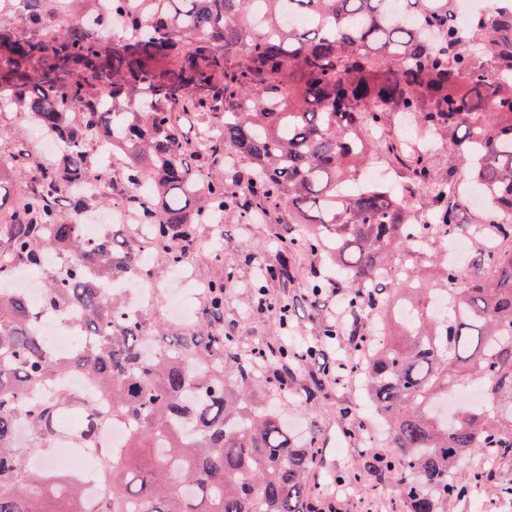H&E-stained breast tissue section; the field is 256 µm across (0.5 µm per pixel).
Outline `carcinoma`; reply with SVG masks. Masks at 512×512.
Masks as SVG:
<instances>
[{
    "label": "carcinoma",
    "mask_w": 512,
    "mask_h": 512,
    "mask_svg": "<svg viewBox=\"0 0 512 512\" xmlns=\"http://www.w3.org/2000/svg\"><path fill=\"white\" fill-rule=\"evenodd\" d=\"M22 2L0 11V105L29 113L46 143L64 152L49 165L22 147L10 152V168L30 184L0 225L9 253L0 282L15 274L13 261L41 267L54 250L62 263L43 308L65 315L77 306L82 315L76 346L52 354L28 302L0 287V512H45L50 496L72 501L65 512H83L74 486L28 468L15 446L19 422L33 441L48 442L68 398L39 403L28 394L70 371L112 400V423L129 426L112 452L107 512H320L307 478L310 449L293 445L278 415L249 408L223 370L196 366L224 356V332L199 327L148 353L162 333L104 294L101 284L138 260L112 237L90 242L76 224L89 201L105 196L87 190L103 166L90 144L109 135L125 154L107 190L125 197L169 263L193 254L195 214L284 205L292 223L315 233L280 250L328 249L359 319L384 288L381 256L413 250L425 236L399 193L361 180L379 155L410 173L407 192H425L445 235L456 233L479 192L485 223L512 239V0H495L464 26L461 0H143L135 13L111 0L107 15L98 0H80L93 17L58 24L54 0ZM291 16L303 23L289 24ZM187 112L222 135L189 140ZM396 116L438 138L449 168L432 169L410 143L362 139L363 127ZM228 155L249 172L208 171ZM67 187L79 194L63 213L57 202ZM435 287L448 297L446 318L414 308L416 325L387 328L365 369L371 405L389 431L383 468L407 512H446L468 495L456 481L468 456L512 454L504 435L512 434V406L505 422L481 408H460L450 420L434 412L467 378L512 399V250L486 246L473 274L462 278L450 266ZM206 310L224 319V282L209 285Z\"/></svg>",
    "instance_id": "obj_1"
}]
</instances>
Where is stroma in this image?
<instances>
[{
  "label": "stroma",
  "instance_id": "1",
  "mask_svg": "<svg viewBox=\"0 0 512 512\" xmlns=\"http://www.w3.org/2000/svg\"><path fill=\"white\" fill-rule=\"evenodd\" d=\"M20 144L39 162L58 157L45 146L26 113L0 112V159ZM294 231L287 212L281 210L270 212L259 223L249 217L221 221L216 234L209 225L196 227L202 245L192 276L205 283L223 281V329L235 340V351L224 355V374L243 388L252 406L280 415L296 444L310 442L317 448L309 483L320 503H335L337 512H405L396 484L387 472L375 467L376 456L387 452L385 423L366 394L354 390L340 368L355 354L351 328L372 337L382 310L394 300L397 285L389 283L379 301L363 311L360 325H353L351 319H340L336 309L337 296L348 292L346 279L337 276L324 252L299 248L288 255L299 277L289 289H282L277 278L260 275L259 269L275 267L279 238L293 236ZM315 281L325 287L318 299L311 295ZM261 288L276 298H294L287 326H280L277 311L259 308L257 291ZM327 325L337 328V339L329 341L323 336ZM317 343L327 344L330 350V373H322L315 363L295 362L282 370L280 379L264 381L239 354L240 348L253 344L299 349ZM313 388L319 389L318 398H309ZM486 469L495 471L494 482L483 491L450 502L448 512H512V496L505 493L512 486V457H471L456 477L470 485Z\"/></svg>",
  "mask_w": 512,
  "mask_h": 512
}]
</instances>
